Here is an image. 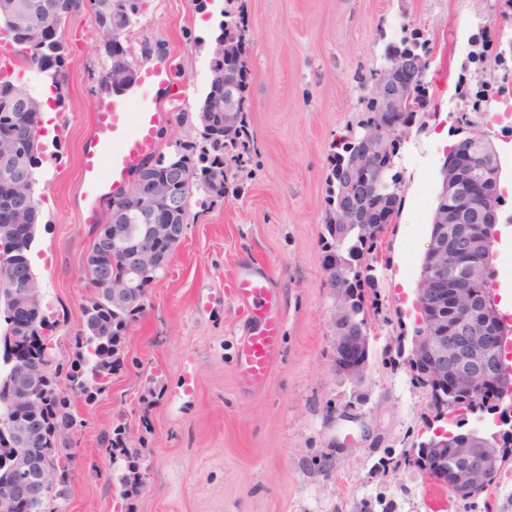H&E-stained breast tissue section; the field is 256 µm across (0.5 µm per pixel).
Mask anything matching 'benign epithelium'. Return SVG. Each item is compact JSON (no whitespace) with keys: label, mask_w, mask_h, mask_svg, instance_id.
Returning <instances> with one entry per match:
<instances>
[{"label":"benign epithelium","mask_w":512,"mask_h":512,"mask_svg":"<svg viewBox=\"0 0 512 512\" xmlns=\"http://www.w3.org/2000/svg\"><path fill=\"white\" fill-rule=\"evenodd\" d=\"M67 0H52L41 16L26 15L16 0H0V14L14 16L15 28L23 35L35 25L55 23ZM231 36H219L213 49L210 85L224 90V111L209 109L198 115V132L203 133L215 117L222 118L224 138L232 139L238 126L235 91L240 81L239 63L228 54ZM112 56V91H125L137 80L136 68L127 60L121 39L112 48L101 45ZM387 61L377 70L371 85L374 101L372 125L360 137L359 149L347 163L336 169V197L333 203L335 224L331 231L346 238L350 225L368 219V210L377 223L389 224L396 214L394 197L378 196L371 188L370 172L385 171L393 162V145L399 144L407 128L409 113L419 109L415 87L425 77L429 58L404 44H389L384 49ZM25 140L14 138L0 147V166L12 175L11 188L22 205L14 210L15 223L0 230L16 244L7 254L0 253V269L7 272L12 298L7 316L14 336L9 345L16 349L13 366L0 392L6 409L0 416L4 443L0 446V512H22L50 495L64 458L37 457L32 449L45 443L40 426L45 390V369L30 358L28 351L48 346L41 327L45 312L38 280L23 273V258L18 244L32 232L30 216L36 214L32 188L24 174ZM497 154L485 133L472 131L466 145H457L443 168L439 204L433 215L438 237L426 253L424 272L416 288L417 327L409 364L420 375L429 377L436 387L449 386L452 393L471 397L474 403L491 408L496 423L509 429L486 436L478 431L460 433L439 431L417 448L410 450L414 461L435 482L457 495L475 494L489 485L492 465L512 444V367L503 359L509 329L500 318L496 296L489 284L488 262L496 233H472L463 227L473 212L488 224H498L500 192ZM196 170L172 163L157 173L143 172L123 195V205L112 211L110 220L98 227L101 239L119 252L127 277H112L111 266L99 255L87 253L84 265L96 271L97 282L108 287L112 310L119 312L140 298V292L154 281L157 271L167 265L172 247L184 233V225L170 224L159 215L158 206H176L180 188L195 179ZM356 255L336 250V260L328 267L327 285L335 300L333 366L336 374L360 383L369 364L370 341L355 320L352 305L357 291L351 287L349 270ZM469 297L476 310L448 323V299Z\"/></svg>","instance_id":"1"}]
</instances>
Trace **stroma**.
Wrapping results in <instances>:
<instances>
[{"mask_svg":"<svg viewBox=\"0 0 512 512\" xmlns=\"http://www.w3.org/2000/svg\"><path fill=\"white\" fill-rule=\"evenodd\" d=\"M232 6L245 34L249 74L234 193L192 203L181 241L128 323L118 362L90 404L75 410L76 459L65 512H430V479L409 455L432 437L431 390L408 364L420 265L449 148L460 140L448 111L472 30L512 38L499 0H146L124 33L128 60L171 64L187 85L183 114L161 127L159 150L195 140L212 53L200 23ZM420 36L431 50L429 105L401 143L402 202L372 251L366 288L370 357L364 381L332 370L335 299L326 286L327 176L339 140L363 115L387 44ZM57 81L15 69L18 84L53 104L35 170L41 222L30 252L52 355L75 360L73 338L93 292L84 256L95 234L78 215L81 144L109 60L86 7L65 24ZM503 192L493 283L512 308V120L485 125ZM243 267L263 273L284 322L282 357L266 383L240 385L242 322L225 285ZM122 429L140 455L138 497L122 499L123 456L107 440ZM444 497L448 512H512V454L476 495Z\"/></svg>","mask_w":512,"mask_h":512,"instance_id":"1","label":"stroma"}]
</instances>
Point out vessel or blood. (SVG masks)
Wrapping results in <instances>:
<instances>
[{
  "label": "vessel or blood",
  "mask_w": 512,
  "mask_h": 512,
  "mask_svg": "<svg viewBox=\"0 0 512 512\" xmlns=\"http://www.w3.org/2000/svg\"><path fill=\"white\" fill-rule=\"evenodd\" d=\"M170 65L146 66L139 86L129 102L98 97L93 124L82 146L84 223H96L103 202L119 196L136 170L158 149L157 132L173 115V102L185 99L174 91ZM165 97H158V90ZM232 294L240 303L245 319L238 338L237 377L241 385L256 388L269 378L281 357L282 320L276 311V297L266 276L248 270L235 276Z\"/></svg>",
  "instance_id": "1"
}]
</instances>
